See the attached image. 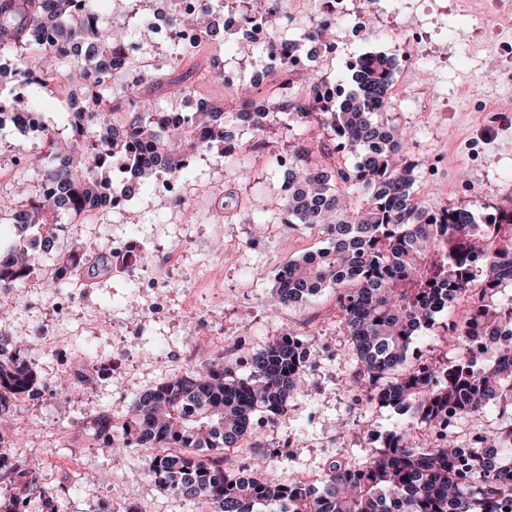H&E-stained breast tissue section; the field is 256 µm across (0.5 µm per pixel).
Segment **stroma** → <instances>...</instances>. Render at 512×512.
<instances>
[{
    "label": "stroma",
    "mask_w": 512,
    "mask_h": 512,
    "mask_svg": "<svg viewBox=\"0 0 512 512\" xmlns=\"http://www.w3.org/2000/svg\"><path fill=\"white\" fill-rule=\"evenodd\" d=\"M495 6L496 0H427L419 12L394 0L378 21L389 37L356 40L323 66L344 81L348 64L363 53L382 51L396 58L387 117L409 131L408 155L426 158L434 166L433 179L416 186L415 199L423 208L467 203L480 212L488 203L512 205V108L488 114L466 109L473 94L493 97V76L512 70V56L501 54L499 36L472 26L475 15ZM422 18L434 28L440 49L426 68L441 75L450 96L433 100L430 111L409 112L405 105L416 81L407 61L419 50L405 43L401 34ZM238 54L232 40L219 54L204 44L197 48L187 62L202 76L197 98L236 108L239 85L224 82L217 71L225 58ZM284 146L276 129L260 142L241 133L239 154L250 181H243L234 166L199 152L181 175L185 192L180 200L163 199L144 189L130 212L88 213L81 239L87 249L104 250L116 239L137 241L138 259L124 274L97 273L78 284L53 282L38 296L0 297V306L9 311L8 319L0 321V336L23 339L22 352L39 371L41 394L37 404L21 411V432L26 454L44 463L42 483L63 498L60 512H103L116 494L142 503L148 512H197L196 505L135 476L142 451L103 447L92 435L90 420L101 413L125 415L150 383L188 369L202 356L221 358L225 367L245 373V351L289 331L303 334L311 343L313 367L305 391L289 406L286 422L253 432L258 443H284L289 450L288 457L263 468V478L313 480L331 460L345 456L365 462L371 444L339 433V417H349L380 436L411 423L409 413L363 406L356 393L346 390L356 361L339 327L342 313L336 289H324L289 307L276 299L272 278L250 277L252 270L279 268L326 245L323 233L282 220L281 174L269 159ZM40 147L36 134L21 137L11 125L0 126V196L18 202L31 196L41 173L28 165L15 166L12 157L20 151L36 153ZM228 193L237 200L229 218L224 215ZM231 238L242 248L233 258L225 249ZM145 271L165 285L163 318L145 311L148 297L138 286V275ZM188 281L195 285L194 294L184 291ZM61 291L71 294L77 315L101 320L96 338L70 336L69 319L54 316L53 299ZM51 328L68 339L64 351L54 356L39 347L43 331ZM128 350L145 360L144 371L132 382L124 378L121 365ZM79 373L88 380L81 392L59 388L60 376Z\"/></svg>",
    "instance_id": "stroma-1"
}]
</instances>
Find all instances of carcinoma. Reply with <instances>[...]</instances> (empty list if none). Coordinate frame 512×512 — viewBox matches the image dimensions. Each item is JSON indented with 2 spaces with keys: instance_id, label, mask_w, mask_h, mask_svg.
Here are the masks:
<instances>
[{
  "instance_id": "1",
  "label": "carcinoma",
  "mask_w": 512,
  "mask_h": 512,
  "mask_svg": "<svg viewBox=\"0 0 512 512\" xmlns=\"http://www.w3.org/2000/svg\"><path fill=\"white\" fill-rule=\"evenodd\" d=\"M77 2L0 0V58L22 57L32 77V86L14 96V110H31L30 98L55 81L45 69L53 51L68 59L64 77L74 75L91 88L86 111H71L65 96L60 118L41 128L42 176L51 191L22 205L0 198V221L22 236L0 254L1 294L23 287L50 256L58 281H70L85 268L86 250L58 254V217L82 216L102 205L112 194L113 160L128 162L131 173L123 189L132 193L141 179L180 176L189 151L232 163L225 141L233 126L260 139L280 127L289 143L272 162L292 187L282 213L290 224L319 228L330 246L316 260L306 254L283 265L275 277L277 299L289 306L323 288L345 290L341 323L357 362L347 388L364 396L367 406H404L428 427L450 408L467 417L490 405L509 408L499 390L512 386V341L496 345L506 367L477 366L461 348L467 314L446 328L445 341L457 350L453 360L439 355L424 371L408 366L418 333L433 328L435 314L477 283L485 295V318L501 321L493 291L512 284V232L501 231V225H512V208L476 214L466 206L427 210L414 202L419 169L429 162L409 160L403 153L407 133L383 119L396 75L393 58L382 53L358 58L346 85L315 70L305 98L283 92L259 110L245 101L230 122L224 104L205 99L185 121H162L148 98L153 75L140 72L135 57L126 62L119 88L101 81L91 62L105 64L127 37L100 22L96 5ZM195 2V10L173 14L171 23L197 28L201 41L222 48L226 36L211 17L224 9L223 0ZM47 27L50 44L33 40ZM333 30L322 25L278 36L270 51L287 72L303 42L331 43ZM172 83L186 96L196 94L198 80L189 69ZM127 92L139 103L135 117L118 127L114 116L126 108ZM312 124L324 130L317 146L293 140ZM246 364L248 373L239 375L218 360L199 361L135 399L126 415L94 416V436L109 448L149 449L141 472L206 512H255L258 505L263 512H512V426L487 433L466 454L446 435L420 443L410 427H398L363 464L337 459L312 481L253 477L254 470L288 456L286 446L256 445L245 469L200 454L204 448L238 447L250 437L251 417L258 411L271 423L281 422L288 402L306 384L307 359L292 336L251 352ZM39 394L36 366L19 353L0 350V416ZM9 469L15 477L0 479V512H19L17 505L53 495L40 484L38 462L21 458Z\"/></svg>"
}]
</instances>
